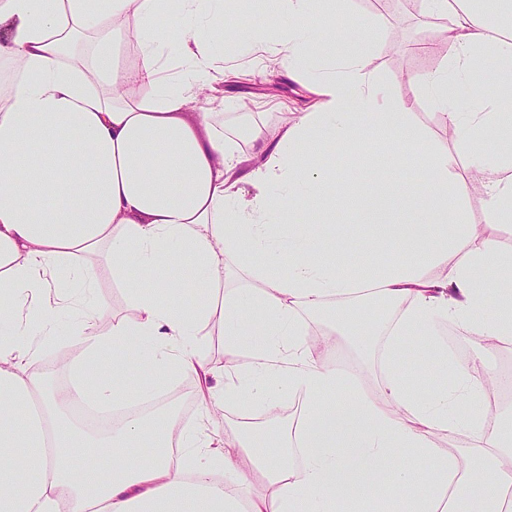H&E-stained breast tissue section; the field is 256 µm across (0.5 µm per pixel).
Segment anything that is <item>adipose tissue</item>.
Listing matches in <instances>:
<instances>
[{"mask_svg":"<svg viewBox=\"0 0 512 512\" xmlns=\"http://www.w3.org/2000/svg\"><path fill=\"white\" fill-rule=\"evenodd\" d=\"M272 2L288 25L254 22L242 40L224 26L227 0H0V512H353L364 500L512 512V428L490 425L482 376L459 364L424 397L400 371L405 342L440 322L512 343V253L481 238L463 207L479 188L486 223H512V26L502 20L512 0H423L446 21L447 61L406 80L442 109L450 149L404 100L378 99L367 47L315 54V28L296 20L327 14L331 0ZM161 15L167 25L155 27ZM168 43L174 77L161 61ZM128 44L132 66L121 61ZM244 52L300 82L311 103L274 125L249 119L241 142L224 131V86L248 78ZM485 62L502 75L490 99L475 77ZM365 133L399 150L362 200L351 182L337 193L320 159L339 146L357 153ZM463 158L481 180L459 173ZM414 162L427 172L421 189L402 175ZM339 200L370 228L357 275L327 231ZM396 208L404 223L390 221ZM103 267L113 281L132 269L139 280L133 315L107 327L102 302H76ZM238 269L249 285L225 287ZM375 300L386 314L359 325L354 307ZM330 306L342 311L337 335L364 349L381 341L376 390L315 358L310 318ZM73 309L77 382L49 393L31 365ZM216 315L244 362L201 396L194 427L130 413L89 438L63 413L68 400L130 401L133 372L212 375L196 336ZM289 396L303 400L285 433L293 452L267 453L259 422L277 421ZM461 401L473 414L449 418ZM228 406L246 417L226 433L214 422ZM463 432L474 440L463 458L437 443ZM142 444L150 456L134 455Z\"/></svg>","mask_w":512,"mask_h":512,"instance_id":"ef3b65f1","label":"adipose tissue"}]
</instances>
